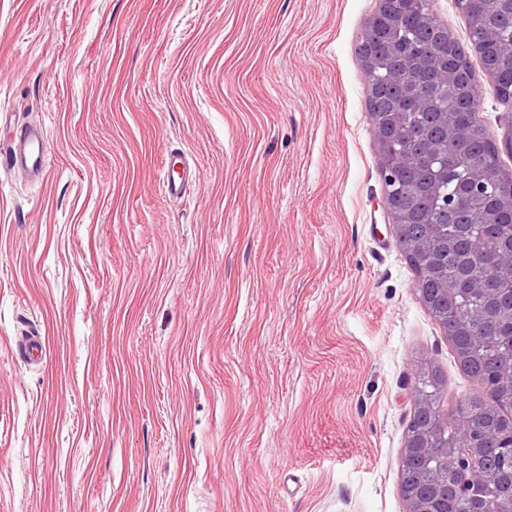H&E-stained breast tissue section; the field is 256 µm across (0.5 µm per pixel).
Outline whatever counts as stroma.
Here are the masks:
<instances>
[{
  "label": "stroma",
  "mask_w": 512,
  "mask_h": 512,
  "mask_svg": "<svg viewBox=\"0 0 512 512\" xmlns=\"http://www.w3.org/2000/svg\"><path fill=\"white\" fill-rule=\"evenodd\" d=\"M378 5L0 0V144L44 124L49 161L0 170V512H406L418 372L481 387L383 204ZM197 178L192 171L188 158L180 153L167 157L163 167L161 188L169 198H180Z\"/></svg>",
  "instance_id": "1"
}]
</instances>
